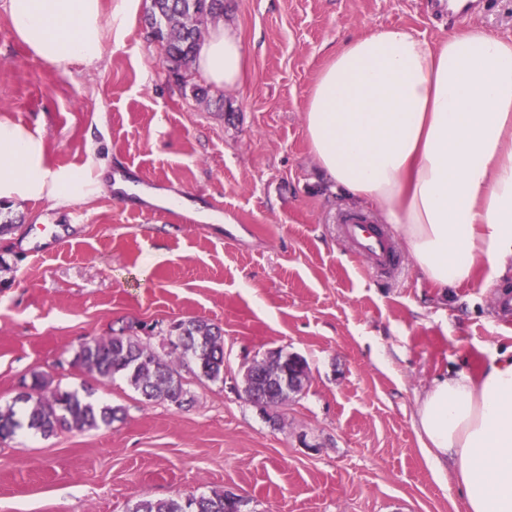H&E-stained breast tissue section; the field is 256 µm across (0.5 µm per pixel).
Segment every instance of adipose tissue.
Listing matches in <instances>:
<instances>
[{"mask_svg": "<svg viewBox=\"0 0 512 512\" xmlns=\"http://www.w3.org/2000/svg\"><path fill=\"white\" fill-rule=\"evenodd\" d=\"M141 0H0L31 56L66 68L99 64ZM232 28L216 25L196 64L215 89L244 76ZM322 172L347 198L394 225L433 285L512 266V37L481 27L429 41L377 27L344 42L319 72L304 108ZM89 169H51L42 133L0 120V202L93 194ZM416 427L437 474L451 472L466 512H512V346L480 376L467 367L434 379Z\"/></svg>", "mask_w": 512, "mask_h": 512, "instance_id": "obj_1", "label": "adipose tissue"}]
</instances>
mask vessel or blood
I'll list each match as a JSON object with an SVG mask.
<instances>
[{
	"instance_id": "1",
	"label": "vessel or blood",
	"mask_w": 512,
	"mask_h": 512,
	"mask_svg": "<svg viewBox=\"0 0 512 512\" xmlns=\"http://www.w3.org/2000/svg\"><path fill=\"white\" fill-rule=\"evenodd\" d=\"M339 222L344 238L351 244L355 254L366 261L368 267L386 273L397 266L398 252L388 231L372 224L361 213L343 215Z\"/></svg>"
}]
</instances>
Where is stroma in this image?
Listing matches in <instances>:
<instances>
[{
  "label": "stroma",
  "instance_id": "stroma-1",
  "mask_svg": "<svg viewBox=\"0 0 512 512\" xmlns=\"http://www.w3.org/2000/svg\"><path fill=\"white\" fill-rule=\"evenodd\" d=\"M247 77L197 99L196 73L168 74L141 19L98 66L34 59L0 12V116L44 136L50 168L103 169L85 201L0 207V407L41 374L91 388L118 408L107 429L0 439V512H129L141 497L232 492L245 512H465L435 474L415 421L433 378L480 375L512 345L507 279L478 270L442 291L408 253L369 274L337 219L355 205L332 190L310 150L304 106L332 50L378 26L436 41L482 27L512 35V0L464 16L434 0H227ZM173 193L223 223L173 224L146 200ZM203 317L224 330V378L185 374L193 401L148 402L122 376L74 363L92 338L133 334L161 350L163 330ZM275 351L309 366L304 391L263 414L243 394L252 362Z\"/></svg>",
  "mask_w": 512,
  "mask_h": 512
}]
</instances>
